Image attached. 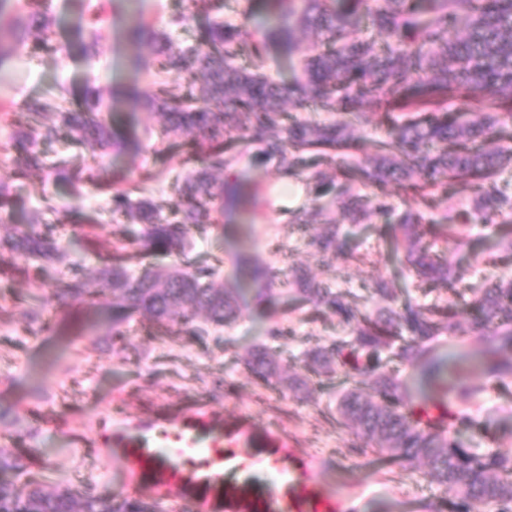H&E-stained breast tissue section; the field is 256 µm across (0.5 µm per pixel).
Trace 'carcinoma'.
I'll use <instances>...</instances> for the list:
<instances>
[{
    "instance_id": "carcinoma-1",
    "label": "carcinoma",
    "mask_w": 512,
    "mask_h": 512,
    "mask_svg": "<svg viewBox=\"0 0 512 512\" xmlns=\"http://www.w3.org/2000/svg\"><path fill=\"white\" fill-rule=\"evenodd\" d=\"M270 2L275 26L253 44L256 63L251 70L233 65L235 48L251 38L244 23L213 21L188 47L173 45L143 19L127 30L131 42H154L159 72L200 82L199 94L191 97L173 93L166 81L148 92L135 83L126 89L128 99L143 102L160 120L163 138L156 153L180 147L194 168L178 186L181 204L172 219L149 200L133 199L123 177L109 185V209L140 225L137 254L184 251L190 233L218 225L224 199L239 195L235 181H218L214 173L232 167L235 132L251 127L256 156L275 162L282 178L313 186L318 197L336 193L343 216L355 224L373 213L388 216L383 243L389 259L412 269L422 284L446 283L458 301L423 306L400 298L402 289L394 280H379L363 294L340 287L334 278L318 281L296 267L288 279L293 307L308 308L313 321L333 317L344 329V335L304 352V368L315 376L341 374L352 382L336 399V425L351 447L410 467L423 462L431 480L453 495L428 504V512H482L488 506L494 512H512V449L479 451L456 437V428L473 424L485 383L465 378L450 385L448 392L458 403L450 421L433 417L423 423L395 372L397 365L419 364L427 382L444 386V363L426 357L427 347L440 336L464 335L460 324L466 319L486 346L488 372L512 382V279L476 288L448 258L432 251L440 239L463 242L471 214L496 224L503 245L512 251V195L500 186L504 170L512 169V147L502 146L512 142V0H345L341 11L335 0ZM6 4L0 0V72L10 63L14 47L33 31L38 43L62 51L54 45L52 21L42 0H29L25 11L7 22ZM363 14L386 37L379 53L357 36ZM299 27L322 31L326 43L294 45L302 76L284 89L261 72V61L267 43L290 39ZM285 96L299 112L314 104L340 117L290 121L281 107ZM102 100V89L89 84L76 109L31 99L1 113L20 127L13 136L16 156L9 178L20 181L42 170L39 144L63 133L94 159L131 141V135L102 120ZM372 100L386 107L385 134L372 141L376 164L342 165L338 159L362 150L351 130L368 122L365 106ZM450 100L464 111H448ZM332 165L334 179L325 171ZM55 177L75 186L96 181L97 171L64 165ZM387 179L405 181L417 207L400 213L383 195L354 192L357 182L378 186ZM450 185L468 196L461 221L422 223L421 209L448 200ZM322 212L318 206L302 208L292 213V222L317 224ZM96 223L90 213L78 212L70 220L77 237L89 236ZM347 237L348 232L334 225L310 245L327 264L344 254ZM61 254L57 240L36 219L0 234V273L7 263L16 270L19 261H53ZM129 258L128 241L117 237L98 282L74 272L58 280L52 293L85 303L110 291L124 301L126 315L171 323L194 337L206 333L195 324L201 313L215 327L229 326L242 315V295L216 283V267H145L135 273L126 265ZM250 276L267 283L255 299L272 300L274 271L255 267ZM374 297L378 309L372 315L367 305ZM246 367L266 388L280 383V365L265 348L257 349ZM368 378L372 393L366 395L362 385ZM34 460L33 449L20 442L0 448V512H148L149 505L136 498L48 487L42 472L31 469ZM19 475L26 477L23 491L13 481Z\"/></svg>"
}]
</instances>
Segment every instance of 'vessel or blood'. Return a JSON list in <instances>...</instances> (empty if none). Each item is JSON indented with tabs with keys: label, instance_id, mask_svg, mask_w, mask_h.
<instances>
[{
	"label": "vessel or blood",
	"instance_id": "b4317fda",
	"mask_svg": "<svg viewBox=\"0 0 512 512\" xmlns=\"http://www.w3.org/2000/svg\"><path fill=\"white\" fill-rule=\"evenodd\" d=\"M127 496L169 512H356L287 435L198 405L93 432Z\"/></svg>",
	"mask_w": 512,
	"mask_h": 512
}]
</instances>
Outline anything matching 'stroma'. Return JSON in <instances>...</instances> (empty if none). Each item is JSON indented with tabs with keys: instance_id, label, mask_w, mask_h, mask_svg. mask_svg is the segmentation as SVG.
<instances>
[{
	"instance_id": "1",
	"label": "stroma",
	"mask_w": 512,
	"mask_h": 512,
	"mask_svg": "<svg viewBox=\"0 0 512 512\" xmlns=\"http://www.w3.org/2000/svg\"><path fill=\"white\" fill-rule=\"evenodd\" d=\"M49 15L63 52L37 47L28 39L17 52L11 83L0 92V103L19 104L32 98L64 97L76 106L88 82L105 89L102 117L111 126L131 131L135 143L108 153L101 175L127 177L137 185V197L153 200L164 212L175 210L180 197L173 184L185 175V155L175 149L165 155L155 151L159 122L125 96L130 84L150 90L159 75L150 62V47L127 41L122 31L144 19L182 45L196 43L208 16L192 15L190 0H105L99 25L104 39L99 59L84 51L89 30V10L96 0H49ZM184 13L188 22L170 25L173 15ZM148 67L133 70L136 58ZM44 171L18 182L12 206L0 211V234L9 225L36 218L47 224L55 237L67 240L60 260L46 263L40 277L13 273L0 275V446L23 440L36 449L49 485L69 487L99 495L119 492L120 486L99 448L90 442L91 431L102 421L117 422L143 411H173L191 402H204L223 410L225 416H249L265 427L286 433L296 448L317 461L316 473L336 495L355 500L358 512H426L428 502L443 498L444 490L426 475L425 467H401L384 459L352 451L347 436L331 419L328 409L336 403L341 379L305 383L304 372L292 366L280 386H256L245 366L246 359L263 343H270L282 358L293 361L301 353L324 343L337 333L331 319L309 322L302 309L279 303L249 306L234 325L189 339L159 329L148 318L125 316L117 298L107 295L94 305L62 304L51 293L52 283L73 266L96 277L102 268L99 255L114 233L132 234L134 225L108 215L106 196L89 186L80 191L57 183L53 171L61 158L87 162L86 153L60 139L43 147ZM232 172L241 185L236 201L224 205L222 226L194 233L190 258L201 264L220 263L225 287L244 288L248 282L242 260L269 264L281 270L309 266L317 277L326 271L312 254L309 233L288 221L291 211L307 205L323 207L339 215L331 196L316 197L311 187L300 185L298 194L281 191L274 164L257 160L252 130L241 131L233 151ZM103 211L94 246L70 241L64 223L75 209ZM367 233L348 242L352 259H337L335 266L343 286L366 287L373 281L395 279L398 269L390 262L379 236L384 218L375 216ZM468 245L448 242L452 263L467 267L471 280L512 276V254L501 263L485 265L495 252L497 228L477 223ZM40 296L41 318L32 325L17 312L31 296ZM124 318L126 336L116 341L112 322ZM281 321L285 336L268 341L266 331ZM475 362L469 366L448 360L453 347L447 340L433 346L448 361L447 378L461 374L483 378L488 389L475 422L463 430L464 440L484 450L512 442V384L503 385L481 362L484 346L468 336Z\"/></svg>"
}]
</instances>
